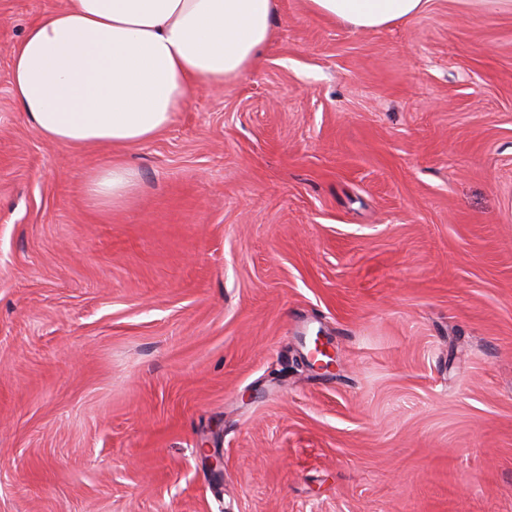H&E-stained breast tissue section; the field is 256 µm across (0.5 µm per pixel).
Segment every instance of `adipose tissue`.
<instances>
[{"label": "adipose tissue", "instance_id": "adipose-tissue-1", "mask_svg": "<svg viewBox=\"0 0 512 512\" xmlns=\"http://www.w3.org/2000/svg\"><path fill=\"white\" fill-rule=\"evenodd\" d=\"M428 0H307L309 10L375 31ZM276 0H68L28 27L11 59L19 111L49 142L120 151L164 131L204 86L241 76L273 40ZM138 175L120 163L87 186L119 203Z\"/></svg>", "mask_w": 512, "mask_h": 512}]
</instances>
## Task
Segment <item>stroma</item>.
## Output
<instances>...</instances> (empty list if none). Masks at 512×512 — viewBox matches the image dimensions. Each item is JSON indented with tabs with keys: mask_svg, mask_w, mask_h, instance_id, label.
I'll return each mask as SVG.
<instances>
[{
	"mask_svg": "<svg viewBox=\"0 0 512 512\" xmlns=\"http://www.w3.org/2000/svg\"><path fill=\"white\" fill-rule=\"evenodd\" d=\"M67 2L0 0V512H512V8L278 0L111 206L11 95ZM428 0H307L309 10L355 30L375 31L421 13Z\"/></svg>",
	"mask_w": 512,
	"mask_h": 512,
	"instance_id": "obj_1",
	"label": "stroma"
}]
</instances>
